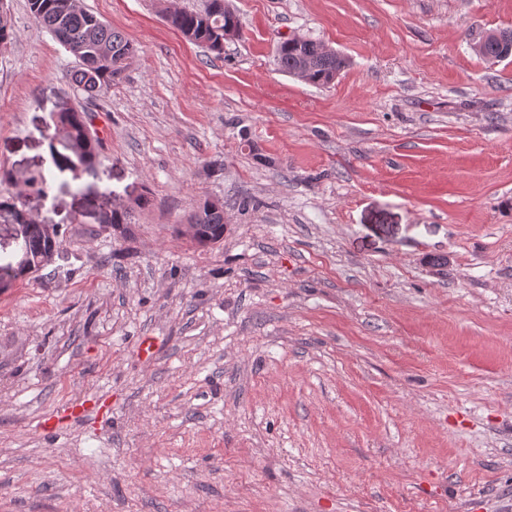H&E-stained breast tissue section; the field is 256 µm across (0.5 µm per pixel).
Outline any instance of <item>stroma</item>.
<instances>
[{
  "mask_svg": "<svg viewBox=\"0 0 512 512\" xmlns=\"http://www.w3.org/2000/svg\"><path fill=\"white\" fill-rule=\"evenodd\" d=\"M82 3L136 48L91 97L5 2L0 198L64 241L0 288V512H512V58L472 48L512 0H227L220 53L161 18L202 0ZM292 35L346 68L282 73ZM65 106L100 162L40 198ZM152 204L149 194L139 195L130 205H122L106 215L103 224H127L130 223V216L133 209H145ZM202 239L207 244L217 243L224 238V204L216 199L204 198L192 214L189 224H182L180 232L183 236L194 239L197 236L198 226Z\"/></svg>",
  "mask_w": 512,
  "mask_h": 512,
  "instance_id": "obj_1",
  "label": "stroma"
}]
</instances>
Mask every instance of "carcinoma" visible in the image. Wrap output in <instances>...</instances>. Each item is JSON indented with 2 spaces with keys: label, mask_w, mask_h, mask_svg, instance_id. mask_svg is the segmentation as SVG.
Here are the masks:
<instances>
[{
  "label": "carcinoma",
  "mask_w": 512,
  "mask_h": 512,
  "mask_svg": "<svg viewBox=\"0 0 512 512\" xmlns=\"http://www.w3.org/2000/svg\"><path fill=\"white\" fill-rule=\"evenodd\" d=\"M29 8L37 24L76 58L72 81L88 95L112 87L135 57V47L121 31L83 8H71L70 0H29ZM225 12L224 0H204L203 8L198 11L166 9L163 20L187 40L204 44L219 53L224 50ZM511 43V29L493 30L484 41L481 57L492 62L509 54ZM320 46L321 43L308 38L300 43L282 41L276 55L278 69L290 74L299 57L308 56L312 60L308 83H330L346 66V60L334 52H320ZM55 122L80 145V151L60 154L53 166L59 170L93 171L99 156V143L90 136L84 113L73 109L62 111L56 114ZM151 204V197L142 194L131 204L113 209L106 215L104 223L128 224L133 209H145ZM190 223L199 225L201 238L206 241H221L224 238V204L216 199H202ZM25 224L24 246L33 265L44 267L52 261L61 241L45 237L39 224L29 220Z\"/></svg>",
  "instance_id": "obj_1"
}]
</instances>
